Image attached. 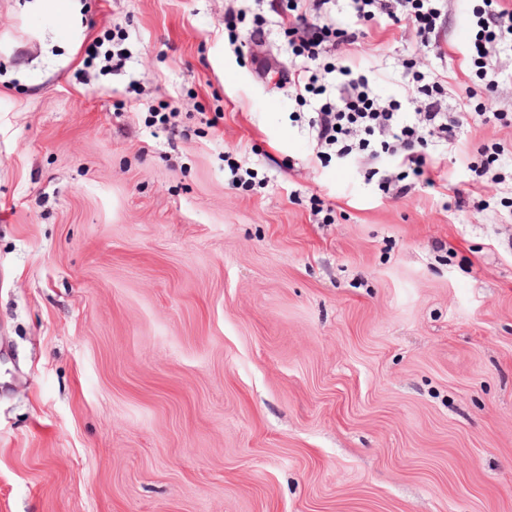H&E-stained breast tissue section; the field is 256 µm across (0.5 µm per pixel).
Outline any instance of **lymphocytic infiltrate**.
<instances>
[{"instance_id":"lymphocytic-infiltrate-1","label":"lymphocytic infiltrate","mask_w":512,"mask_h":512,"mask_svg":"<svg viewBox=\"0 0 512 512\" xmlns=\"http://www.w3.org/2000/svg\"><path fill=\"white\" fill-rule=\"evenodd\" d=\"M280 34L295 65L288 82L301 103L315 102L304 121L317 159L330 156L367 165L383 192L399 197L411 187L405 171L423 176L426 150L436 143L456 147L466 113L448 111L443 79L431 74L404 99L384 100L374 94L369 78L343 62L325 64V56L357 42L366 23L411 24L424 47H441L447 12L444 0H282ZM476 29L469 59L486 77V91L500 46L512 42V9L502 0H482L474 8Z\"/></svg>"}]
</instances>
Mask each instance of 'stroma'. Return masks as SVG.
I'll return each mask as SVG.
<instances>
[{"label": "stroma", "instance_id": "35a3bbf8", "mask_svg": "<svg viewBox=\"0 0 512 512\" xmlns=\"http://www.w3.org/2000/svg\"><path fill=\"white\" fill-rule=\"evenodd\" d=\"M279 3L239 57L227 0H81L75 33L0 0V512H512V203L470 169L512 144V49L470 96L471 0L446 59L341 47L487 115L394 198L316 159Z\"/></svg>", "mask_w": 512, "mask_h": 512}]
</instances>
